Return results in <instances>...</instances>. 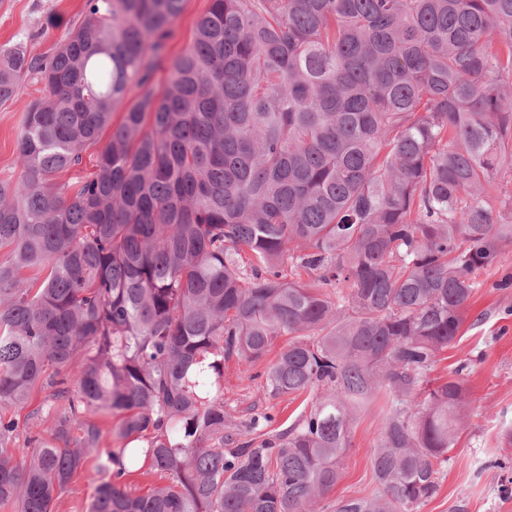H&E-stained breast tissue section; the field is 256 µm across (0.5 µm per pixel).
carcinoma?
I'll use <instances>...</instances> for the list:
<instances>
[{"label": "carcinoma", "instance_id": "carcinoma-1", "mask_svg": "<svg viewBox=\"0 0 512 512\" xmlns=\"http://www.w3.org/2000/svg\"><path fill=\"white\" fill-rule=\"evenodd\" d=\"M183 4L0 46V103L45 90L0 179V505L54 512L94 459L88 512H417L469 405L429 373L512 243V0H210L158 94ZM283 337L263 389L322 394L243 440L224 361ZM378 398L377 490L328 502Z\"/></svg>", "mask_w": 512, "mask_h": 512}]
</instances>
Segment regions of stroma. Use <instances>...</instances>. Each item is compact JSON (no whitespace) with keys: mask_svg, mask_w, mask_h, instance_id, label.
Listing matches in <instances>:
<instances>
[{"mask_svg":"<svg viewBox=\"0 0 512 512\" xmlns=\"http://www.w3.org/2000/svg\"><path fill=\"white\" fill-rule=\"evenodd\" d=\"M85 0H0V46L25 42L31 55L50 53L55 44L76 29L83 18ZM209 0H185L173 26L167 62L156 73V90H163L170 74L169 63L192 41L195 23ZM43 86L26 79L24 90L0 104V178H16L17 135L29 103L42 94ZM512 274V245L504 247L496 268L479 272L478 288L472 294L466 321L456 343L437 364L440 379L460 377L471 401L469 415L451 458L441 471L440 489L418 512H512V446L502 434L512 429V288L498 287L504 275ZM305 398L265 394L261 380L250 379L237 359L224 364V407L244 422L255 413L272 415V430L287 428L300 412L310 407ZM377 406L356 416L352 445L343 462L342 474L329 493V500L371 495L374 482L371 458L379 433Z\"/></svg>","mask_w":512,"mask_h":512,"instance_id":"35a3bbf8","label":"stroma"}]
</instances>
